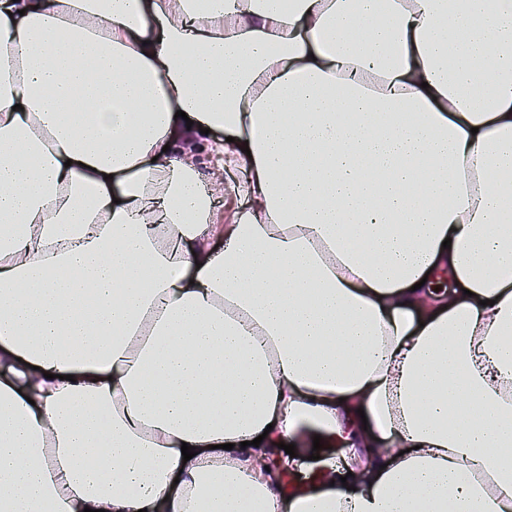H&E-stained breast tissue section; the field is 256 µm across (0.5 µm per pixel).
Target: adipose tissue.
Returning a JSON list of instances; mask_svg holds the SVG:
<instances>
[{"label": "adipose tissue", "instance_id": "obj_1", "mask_svg": "<svg viewBox=\"0 0 512 512\" xmlns=\"http://www.w3.org/2000/svg\"><path fill=\"white\" fill-rule=\"evenodd\" d=\"M511 196L512 0H0V512H512Z\"/></svg>", "mask_w": 512, "mask_h": 512}]
</instances>
